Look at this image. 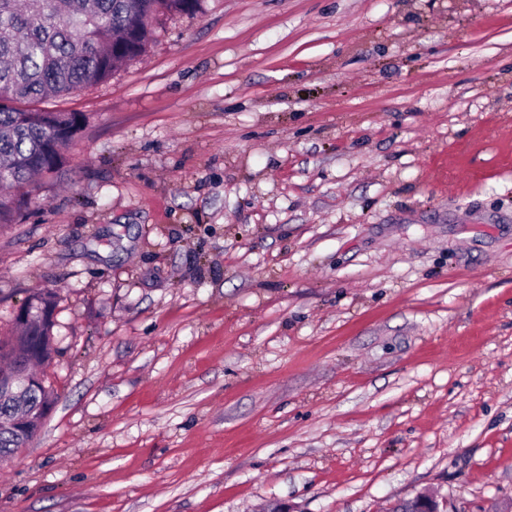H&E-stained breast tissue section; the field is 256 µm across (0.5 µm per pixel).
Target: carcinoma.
<instances>
[{
	"label": "carcinoma",
	"instance_id": "cac0c4a2",
	"mask_svg": "<svg viewBox=\"0 0 512 512\" xmlns=\"http://www.w3.org/2000/svg\"><path fill=\"white\" fill-rule=\"evenodd\" d=\"M201 8L202 0H27L24 8L19 0H0V187L20 189L37 174L61 169L64 150L82 129V115L36 103L106 81L147 52L156 16ZM27 203L25 195L1 197L0 224ZM30 300L44 318L20 321L17 335L0 339V362L11 371L20 357L42 365L54 352V297L39 291ZM53 403L44 386L20 394L0 387V459L24 445L10 423Z\"/></svg>",
	"mask_w": 512,
	"mask_h": 512
}]
</instances>
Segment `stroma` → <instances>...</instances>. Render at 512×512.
<instances>
[{"instance_id":"1","label":"stroma","mask_w":512,"mask_h":512,"mask_svg":"<svg viewBox=\"0 0 512 512\" xmlns=\"http://www.w3.org/2000/svg\"><path fill=\"white\" fill-rule=\"evenodd\" d=\"M43 101L0 224L54 404L0 512L512 502V0H204Z\"/></svg>"}]
</instances>
